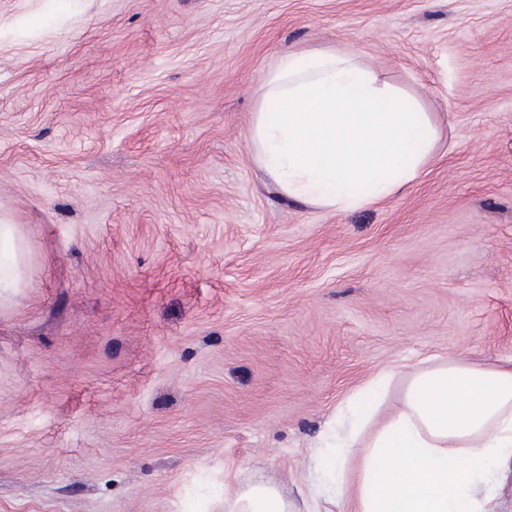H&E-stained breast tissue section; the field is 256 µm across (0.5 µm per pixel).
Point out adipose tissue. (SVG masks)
<instances>
[{
    "label": "adipose tissue",
    "mask_w": 512,
    "mask_h": 512,
    "mask_svg": "<svg viewBox=\"0 0 512 512\" xmlns=\"http://www.w3.org/2000/svg\"><path fill=\"white\" fill-rule=\"evenodd\" d=\"M440 125L422 98L381 81L354 50L282 54L263 81L248 141L288 198L332 212L363 208L415 181ZM17 229L0 224V289L19 287ZM304 512H502L512 486V361L487 369L451 358L417 373L368 439L320 438ZM360 449L356 482L344 478ZM224 512H293L257 481L224 486Z\"/></svg>",
    "instance_id": "obj_1"
}]
</instances>
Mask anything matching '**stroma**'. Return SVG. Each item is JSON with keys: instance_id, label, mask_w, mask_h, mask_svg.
<instances>
[{"instance_id": "1", "label": "stroma", "mask_w": 512, "mask_h": 512, "mask_svg": "<svg viewBox=\"0 0 512 512\" xmlns=\"http://www.w3.org/2000/svg\"><path fill=\"white\" fill-rule=\"evenodd\" d=\"M422 95L419 177L350 212L280 194L247 132L289 51ZM0 512L296 499L379 372L512 359V0H0ZM25 259L14 224H0V295L18 288L23 278ZM3 288V289H2Z\"/></svg>"}]
</instances>
